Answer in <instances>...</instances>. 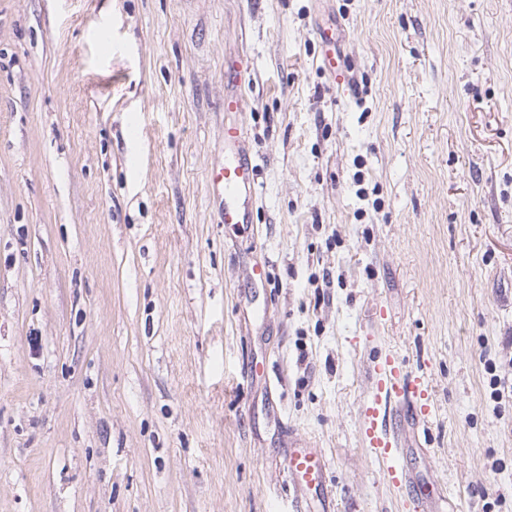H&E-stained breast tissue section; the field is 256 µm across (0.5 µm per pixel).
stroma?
Wrapping results in <instances>:
<instances>
[{"label":"stroma","mask_w":512,"mask_h":512,"mask_svg":"<svg viewBox=\"0 0 512 512\" xmlns=\"http://www.w3.org/2000/svg\"><path fill=\"white\" fill-rule=\"evenodd\" d=\"M380 349L436 406H395L419 512H512V0H0V512H316L306 439L336 512H407L360 439ZM242 64L239 59L224 61V109L226 112L245 113L250 111V99L239 90ZM256 165L242 123L224 127V154L210 169L211 197L224 224L249 223L257 201ZM288 481L300 492L313 491L321 509L333 512L336 504L332 483L326 481L327 463L322 454L310 446L293 450L284 461Z\"/></svg>","instance_id":"1"}]
</instances>
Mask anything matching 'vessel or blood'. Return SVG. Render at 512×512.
Listing matches in <instances>:
<instances>
[{
	"instance_id": "vessel-or-blood-1",
	"label": "vessel or blood",
	"mask_w": 512,
	"mask_h": 512,
	"mask_svg": "<svg viewBox=\"0 0 512 512\" xmlns=\"http://www.w3.org/2000/svg\"><path fill=\"white\" fill-rule=\"evenodd\" d=\"M242 64L237 59L224 63V109L245 113L250 100L240 89ZM256 166L250 156L242 124L224 129V154L209 171L211 197L223 223L245 224L257 201ZM376 381L362 404L361 435L372 458L383 467L385 477L405 495L412 505L421 500L413 493L414 481L402 459L403 444L394 430L392 405L407 399L416 419L425 421L434 412L428 381L406 370L391 352L381 353L376 364ZM289 482L300 492H314L320 512H334L333 487L327 482V463L314 448L293 450L284 461Z\"/></svg>"
}]
</instances>
